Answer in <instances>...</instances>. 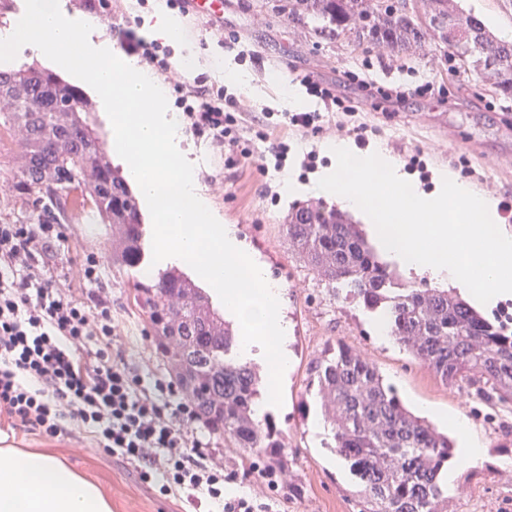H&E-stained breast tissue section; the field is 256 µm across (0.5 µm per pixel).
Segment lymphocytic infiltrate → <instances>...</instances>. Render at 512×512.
I'll return each instance as SVG.
<instances>
[{
	"mask_svg": "<svg viewBox=\"0 0 512 512\" xmlns=\"http://www.w3.org/2000/svg\"><path fill=\"white\" fill-rule=\"evenodd\" d=\"M301 83L336 114L339 127L363 133V126H350L355 108L336 87L308 75ZM175 89L186 129L228 167L252 156L257 140L274 159L257 167L267 175L283 168L289 136L322 130L318 112H282L276 120L249 123L254 104L204 77ZM64 238L59 224L0 223V412L25 431L52 438L75 423L104 452L138 467L142 481L158 482L161 494L191 490L222 503L223 512H264L252 498L225 500L223 466L186 432L199 420L195 405L169 402L175 383L146 386L125 364L89 348L92 338L111 339L114 327L108 309L66 293L53 261Z\"/></svg>",
	"mask_w": 512,
	"mask_h": 512,
	"instance_id": "obj_1",
	"label": "lymphocytic infiltrate"
}]
</instances>
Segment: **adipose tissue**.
<instances>
[{"mask_svg":"<svg viewBox=\"0 0 512 512\" xmlns=\"http://www.w3.org/2000/svg\"><path fill=\"white\" fill-rule=\"evenodd\" d=\"M0 512H112V502L49 453L1 447Z\"/></svg>","mask_w":512,"mask_h":512,"instance_id":"1","label":"adipose tissue"}]
</instances>
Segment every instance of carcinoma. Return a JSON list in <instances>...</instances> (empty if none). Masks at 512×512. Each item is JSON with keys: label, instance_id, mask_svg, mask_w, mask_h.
Returning a JSON list of instances; mask_svg holds the SVG:
<instances>
[{"label": "carcinoma", "instance_id": "1", "mask_svg": "<svg viewBox=\"0 0 512 512\" xmlns=\"http://www.w3.org/2000/svg\"><path fill=\"white\" fill-rule=\"evenodd\" d=\"M424 2L420 10L418 0H286L284 9L294 28L382 46L396 59L415 56L429 39L448 49L459 72L478 70L496 94L512 97V40L493 35L459 0ZM91 111L82 89L51 70L0 69V141L16 147L0 185V222L112 225V265L139 274L134 302L163 356L181 358L175 384L234 447L277 457L280 432L259 416L260 375L240 360L236 329L188 274L145 261L139 199L109 161ZM286 233L335 298L388 317L393 340L443 382H477L512 405V321L491 322L446 289L402 281L332 208L292 209ZM308 389L324 408L360 512H444L454 443L410 411L372 362L339 343L312 362Z\"/></svg>", "mask_w": 512, "mask_h": 512}]
</instances>
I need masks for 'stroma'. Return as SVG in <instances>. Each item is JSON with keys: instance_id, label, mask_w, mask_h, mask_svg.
I'll return each mask as SVG.
<instances>
[{"instance_id": "stroma-1", "label": "stroma", "mask_w": 512, "mask_h": 512, "mask_svg": "<svg viewBox=\"0 0 512 512\" xmlns=\"http://www.w3.org/2000/svg\"><path fill=\"white\" fill-rule=\"evenodd\" d=\"M256 2L224 0L223 18L200 16L195 23H183L185 43L196 53V73L223 81L218 62L234 59L251 79L247 100L273 112L287 111L288 105L280 89L269 82L272 72H282L292 85L304 74L325 84H341L358 108L355 123L367 126V145L381 146L394 155L422 188H431L435 172L445 169L476 191L500 199L512 196V98L487 95L484 78L455 72L441 47L431 46L413 60H397L374 47L365 50L352 43L310 38L278 13V0H269L264 12L256 9ZM246 44L256 51L255 59L241 58ZM350 73L355 76L351 82L346 79ZM426 80L442 85V92L412 99L390 112L381 111L369 91L373 84L412 88ZM342 136L329 120L321 133L291 139L283 170H270L264 177L256 166L265 144L255 143L251 158L228 168L204 140L185 137L182 147L213 215L220 223L234 225L238 237L283 286L292 358L283 381V405L270 410L284 441L279 464L261 456L242 458L238 449L204 424H197L194 434L212 447L214 461L223 464L229 476L227 497L259 499L267 512H356L349 471L325 448L324 436L312 433L311 424L321 413L307 401L309 363L326 346L341 343L373 362L413 411L427 408L465 416L487 448L488 462L459 475L456 491L448 496V512H512V466L498 463L499 458L512 457V408L480 396L476 387L443 383L394 340L375 336L368 316L355 305L337 301L288 243L285 224L290 207L283 199L287 176L312 179L328 163L322 142ZM413 156L419 158V165H410ZM64 231L66 239L57 249V273L77 280L88 251L97 252L100 277L85 295L92 302H105L117 330L109 346L94 340L91 349L101 348L108 358L124 360L148 381H170V367L130 295L136 273L112 265L111 225L68 224ZM0 434L16 447L52 454L97 482L111 499L112 512H216L218 508L203 495L195 501L182 492L161 495L141 481L134 466L106 454L83 434L47 438L6 424L0 426ZM271 466L281 480L275 491L257 477L258 470Z\"/></svg>"}]
</instances>
